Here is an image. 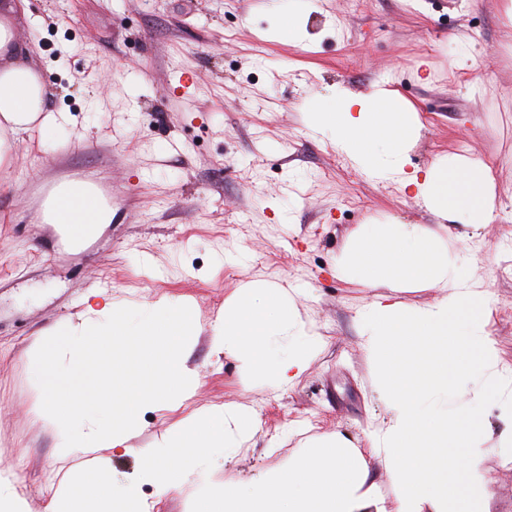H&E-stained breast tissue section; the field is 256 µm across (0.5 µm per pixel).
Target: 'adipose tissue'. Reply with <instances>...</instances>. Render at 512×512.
I'll list each match as a JSON object with an SVG mask.
<instances>
[{
	"mask_svg": "<svg viewBox=\"0 0 512 512\" xmlns=\"http://www.w3.org/2000/svg\"><path fill=\"white\" fill-rule=\"evenodd\" d=\"M24 2L0 0V169L9 164L17 134L35 129L50 142L63 131L30 49L16 37ZM307 115L371 177L413 189L431 211L462 214L474 224L493 220L488 166L439 157L425 172L409 170L417 113L394 91L340 88L311 102ZM44 219L66 243L79 246L111 223L112 205L90 183L68 180L45 201ZM82 306L77 322L40 342L46 407L75 456L103 448L127 455L145 408L176 409L192 395L198 374L187 365L185 350L196 334V317L185 301L166 296L138 307L108 295L88 297ZM213 336L244 375L280 389L300 379L319 345L286 289L272 284L246 286L225 306Z\"/></svg>",
	"mask_w": 512,
	"mask_h": 512,
	"instance_id": "ef3b65f1",
	"label": "adipose tissue"
}]
</instances>
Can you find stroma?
Segmentation results:
<instances>
[{
  "mask_svg": "<svg viewBox=\"0 0 512 512\" xmlns=\"http://www.w3.org/2000/svg\"><path fill=\"white\" fill-rule=\"evenodd\" d=\"M272 0H28L16 29L70 116L69 137L16 141L0 171V467L22 479L28 512H44L78 459L40 410L35 336L103 292L145 305L190 299L198 373L184 408L142 415L138 456L193 411L239 404L257 427L247 447L216 459L212 485L239 486L285 469L309 445L342 434L357 448L390 415L373 383L359 314L380 291L339 278L336 260L361 225L400 222L447 238L471 285L494 304L486 327L512 379V0H309L302 40H276ZM343 86L384 87L417 112L409 152L489 165L495 218H439L394 181L363 173L306 122L305 103ZM93 183L112 221L66 247L40 221L50 190ZM252 280L288 289L320 334L294 386L244 379L216 352L225 301ZM489 512H512V447L480 441Z\"/></svg>",
  "mask_w": 512,
  "mask_h": 512,
  "instance_id": "1",
  "label": "stroma"
}]
</instances>
